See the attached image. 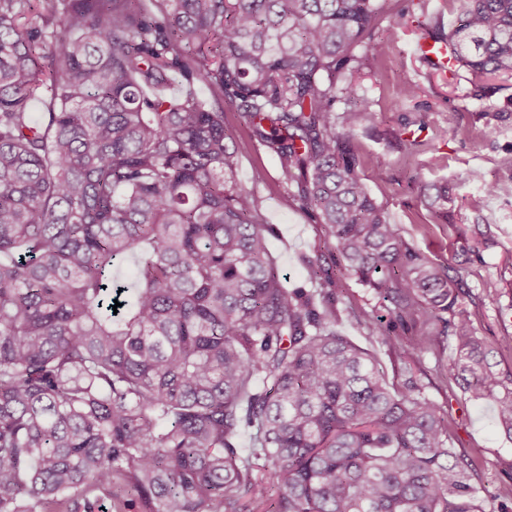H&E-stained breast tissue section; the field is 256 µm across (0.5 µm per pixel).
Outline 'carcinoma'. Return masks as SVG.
<instances>
[{
  "label": "carcinoma",
  "instance_id": "cac0c4a2",
  "mask_svg": "<svg viewBox=\"0 0 512 512\" xmlns=\"http://www.w3.org/2000/svg\"><path fill=\"white\" fill-rule=\"evenodd\" d=\"M384 2L0 0V512H93L117 480L140 512H480L415 376L391 390L333 294L285 286L224 130L243 110L299 171L341 257L309 279L353 275L403 323L449 315L450 375L512 436V375L348 149L370 101L336 113L337 79L388 53ZM430 38L457 70L512 76V0H464Z\"/></svg>",
  "mask_w": 512,
  "mask_h": 512
}]
</instances>
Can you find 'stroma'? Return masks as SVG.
Returning <instances> with one entry per match:
<instances>
[{
  "label": "stroma",
  "instance_id": "stroma-1",
  "mask_svg": "<svg viewBox=\"0 0 512 512\" xmlns=\"http://www.w3.org/2000/svg\"><path fill=\"white\" fill-rule=\"evenodd\" d=\"M460 0H386L374 32L389 37L390 50L376 73L357 74L353 91L340 95L337 111L366 97L374 117L349 141L361 160L364 182L403 238L427 255L439 270L463 274L461 303L478 336L495 350L502 372H512V194L489 196V184H512V78L470 82L466 73L434 69L415 53L416 43L432 31L448 33L457 25ZM413 86L415 96L402 92ZM454 112L458 125L448 129L442 114ZM224 124L237 153V181L251 192L269 229L271 255L289 287L318 291L307 275L310 260L337 259L336 240L316 222L296 195V184L253 136L240 113L226 110ZM448 189V217L436 219L427 207L435 187ZM490 225L493 243L469 249L478 225ZM496 288V304L484 300ZM337 331L369 353L390 385L400 386L404 366H412L427 397L448 419L452 450L473 464V483L483 512H499L512 489V438L495 424L490 402H475L449 376L452 340L443 322L411 323L396 335L424 339L421 352L403 362L370 332V321L393 325L395 316L374 291L357 278L336 291Z\"/></svg>",
  "mask_w": 512,
  "mask_h": 512
}]
</instances>
